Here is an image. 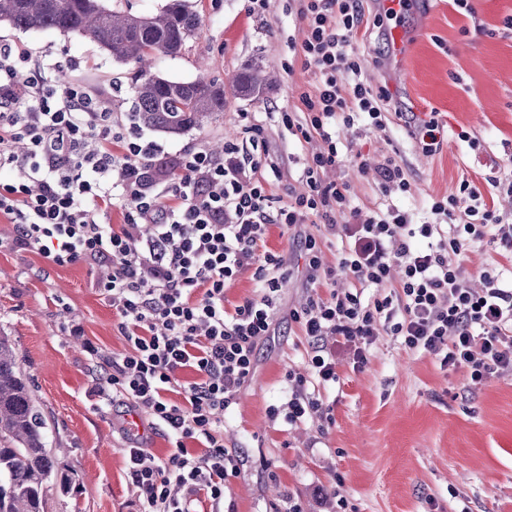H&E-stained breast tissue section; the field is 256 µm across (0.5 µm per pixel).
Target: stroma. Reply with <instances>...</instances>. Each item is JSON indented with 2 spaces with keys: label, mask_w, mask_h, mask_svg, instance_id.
I'll return each mask as SVG.
<instances>
[{
  "label": "stroma",
  "mask_w": 512,
  "mask_h": 512,
  "mask_svg": "<svg viewBox=\"0 0 512 512\" xmlns=\"http://www.w3.org/2000/svg\"><path fill=\"white\" fill-rule=\"evenodd\" d=\"M189 5L199 16L197 34L179 56H156L153 71L181 81L207 74L225 88L224 112L184 134L156 139L172 160L187 148L235 138L240 113H255L280 169L267 190L274 200L287 201L303 190L297 170L310 150L281 122L313 84L288 49L301 36L298 4L270 0L263 11L253 0ZM473 6L469 15L453 0H414L384 30L360 31L368 78L387 86L394 104L409 112H442L450 127L473 132L481 143L474 152L447 138L428 156L396 120L379 133L340 130L341 148L373 162L393 155L405 165L410 189L393 198L400 208L421 211L429 199L454 192L461 176L478 181L512 169V29L504 26L512 0H473ZM397 30L405 40L399 79L390 72ZM1 38L81 61L77 78L111 98L113 111H131L134 62L113 60L71 33L20 32L2 22ZM256 57L274 84L256 97L236 95L233 77ZM322 231L319 224L302 225L294 234L269 229L267 246L282 257L286 275L277 320L256 349L253 377L224 414V446L239 466L225 500L236 512H284L290 499L304 512H512V371L475 383L466 369H441L434 357L382 332L359 370L348 348L337 346L338 380L323 393L329 420L288 426L270 417L288 391V371L305 370L308 342L290 314L309 292L300 241ZM96 277L82 263L51 266L33 253L0 250V334L14 344L61 447L58 461L73 478L70 492H50L47 512H138L127 477L129 446L159 457L171 449L162 429L146 425L130 433L127 414L105 407L96 394L97 362L84 352L82 339L71 336V325L80 324L84 339L104 355L126 349Z\"/></svg>",
  "instance_id": "1"
}]
</instances>
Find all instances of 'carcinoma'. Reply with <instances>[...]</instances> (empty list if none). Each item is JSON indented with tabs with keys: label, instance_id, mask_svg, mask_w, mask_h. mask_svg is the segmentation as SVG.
Segmentation results:
<instances>
[{
	"label": "carcinoma",
	"instance_id": "1",
	"mask_svg": "<svg viewBox=\"0 0 512 512\" xmlns=\"http://www.w3.org/2000/svg\"><path fill=\"white\" fill-rule=\"evenodd\" d=\"M20 31L57 30L89 38L118 61H133L139 72L132 87V120L137 127L180 135L224 112V89L204 75L184 82L151 73L156 53L175 56L199 29L186 0H169L153 16L115 11L104 0H0V22ZM271 85L257 60L233 79L244 97ZM72 477L62 471L49 443V428L33 398L12 345L0 335V512H44L48 493L67 492Z\"/></svg>",
	"mask_w": 512,
	"mask_h": 512
}]
</instances>
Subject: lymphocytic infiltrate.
<instances>
[{
    "label": "lymphocytic infiltrate",
    "instance_id": "lymphocytic-infiltrate-1",
    "mask_svg": "<svg viewBox=\"0 0 512 512\" xmlns=\"http://www.w3.org/2000/svg\"><path fill=\"white\" fill-rule=\"evenodd\" d=\"M297 14L304 27L293 50L316 81L301 94V110L284 121L312 150L299 171L306 192L280 205L266 188L278 169L260 153L264 128L254 118L244 117L240 142L225 143L223 155L194 148L164 177L161 144L116 116L110 99L59 81L61 69L79 70V62L0 41V170L11 173L0 183V219L12 226L0 249L98 269L96 286L126 342L124 353L106 358L85 342L101 362L99 395L164 426L172 444L162 459L137 446L127 451L139 512H195L204 500L220 505L237 474L224 447V412L253 375L285 277L281 257L266 247L270 225L287 231L321 224L339 243L336 265L326 270L321 241L303 240L312 293L291 317L307 338L311 376L289 375L288 398L271 417L290 425L324 417L307 384L338 378L325 345L330 336L349 347L356 370L382 329L441 368H467L474 381L512 371V266H503L512 263V220L465 176L424 216L388 204L410 186L406 169L390 157L376 169L384 199L377 209L356 205L347 183L324 182L332 167L365 171L361 156L341 152L336 130L385 131L390 97L365 78L357 48L363 0H298ZM399 118L423 153L436 152L446 128L441 113ZM115 207L124 217L118 226L108 220ZM477 245L499 260L481 270L475 290L464 261ZM395 268L400 278L392 277ZM247 270L261 284L260 298L226 307V282ZM341 275L357 290L334 291ZM324 287L330 297L321 295ZM367 288L384 294L365 301ZM185 370L195 378L177 401L170 393Z\"/></svg>",
    "mask_w": 512,
    "mask_h": 512
}]
</instances>
